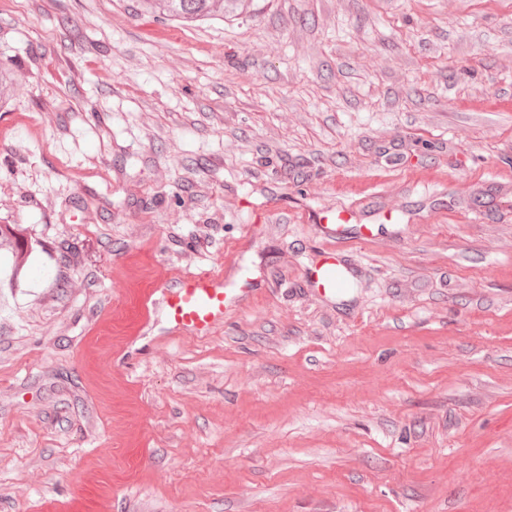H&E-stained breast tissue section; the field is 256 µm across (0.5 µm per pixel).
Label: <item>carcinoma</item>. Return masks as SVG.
Segmentation results:
<instances>
[{"instance_id":"obj_1","label":"carcinoma","mask_w":512,"mask_h":512,"mask_svg":"<svg viewBox=\"0 0 512 512\" xmlns=\"http://www.w3.org/2000/svg\"><path fill=\"white\" fill-rule=\"evenodd\" d=\"M141 4L181 25L233 21L249 11L252 0H140ZM16 92L9 66L0 62V109L7 107ZM11 249V260L0 269L9 287L19 288L28 276L30 265L45 252L42 240L21 224H0V244Z\"/></svg>"}]
</instances>
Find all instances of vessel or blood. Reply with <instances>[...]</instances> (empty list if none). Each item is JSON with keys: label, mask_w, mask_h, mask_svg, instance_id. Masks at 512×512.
Masks as SVG:
<instances>
[{"label": "vessel or blood", "mask_w": 512, "mask_h": 512, "mask_svg": "<svg viewBox=\"0 0 512 512\" xmlns=\"http://www.w3.org/2000/svg\"><path fill=\"white\" fill-rule=\"evenodd\" d=\"M352 220L350 210L337 213L336 221L323 225L328 241L320 259L306 269L313 292L330 298L346 288L349 271L336 253V239ZM240 264L239 250L225 257L220 270L184 272L177 277L149 282L143 303L145 320L162 319L172 336H205L223 321L228 309L251 293L249 283L239 282L231 273Z\"/></svg>", "instance_id": "b4317fda"}]
</instances>
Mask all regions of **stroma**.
<instances>
[{"mask_svg": "<svg viewBox=\"0 0 512 512\" xmlns=\"http://www.w3.org/2000/svg\"><path fill=\"white\" fill-rule=\"evenodd\" d=\"M0 61V224L52 248L0 288V512H512V0H0ZM237 244L253 299L144 322ZM154 10L181 25L233 21L247 13L252 0H140ZM351 220L352 212L344 209L336 214V224L322 226L328 245L323 249L321 258L306 268L312 290L319 298L334 297L349 283L348 268L337 256L335 243L345 233V224Z\"/></svg>", "mask_w": 512, "mask_h": 512, "instance_id": "stroma-1", "label": "stroma"}]
</instances>
